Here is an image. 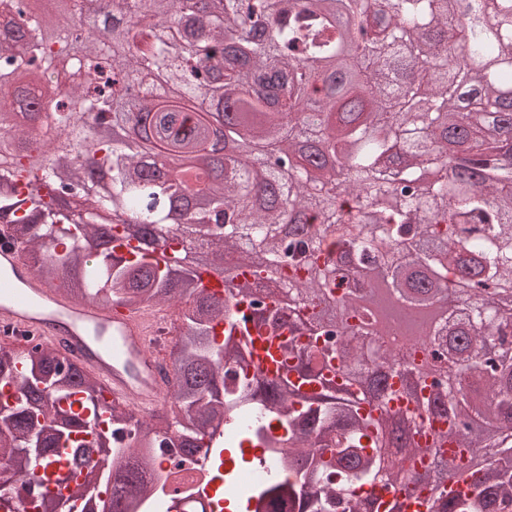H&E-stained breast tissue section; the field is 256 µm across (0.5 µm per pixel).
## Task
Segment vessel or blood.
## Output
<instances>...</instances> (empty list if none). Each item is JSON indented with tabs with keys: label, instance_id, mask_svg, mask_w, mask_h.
<instances>
[{
	"label": "vessel or blood",
	"instance_id": "1",
	"mask_svg": "<svg viewBox=\"0 0 512 512\" xmlns=\"http://www.w3.org/2000/svg\"><path fill=\"white\" fill-rule=\"evenodd\" d=\"M166 313L134 310L100 300L73 306L60 293L45 288L32 270L24 248L12 241L10 225L0 226V326L17 336H33L55 346L94 373L114 401L137 404L149 416L172 389L150 350L156 328ZM251 373L274 379L284 375L282 338L249 328ZM379 500L400 497L406 512H423L421 488L377 487Z\"/></svg>",
	"mask_w": 512,
	"mask_h": 512
}]
</instances>
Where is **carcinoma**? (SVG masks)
I'll use <instances>...</instances> for the list:
<instances>
[{
  "instance_id": "1",
  "label": "carcinoma",
  "mask_w": 512,
  "mask_h": 512,
  "mask_svg": "<svg viewBox=\"0 0 512 512\" xmlns=\"http://www.w3.org/2000/svg\"><path fill=\"white\" fill-rule=\"evenodd\" d=\"M291 2L286 11L281 0H112V23L101 24L85 0H68L70 16L102 30L90 39L28 0H0L10 15L0 24V151L51 147L34 109L46 93L75 141L95 114L115 124L156 114L151 140L103 134L92 145L103 181L61 152L28 170L48 194L24 197L19 167L0 164V219L24 238L44 284L71 302L173 303L183 322L171 420L108 402L97 376L70 361L61 370L53 347L0 351V379L17 384L0 401V504L16 498L17 475L37 479L33 454L72 462L84 447L72 435L103 439L95 427L107 413L111 426H134L112 445V465L127 462L102 480L112 485L108 512L137 503L150 512L160 435L177 434L172 447L184 454L217 449L250 413L240 440L283 449L278 461L293 476L248 495L253 512H373L361 487L403 482L407 460L448 441L472 462L491 439L494 464L473 472L464 497L436 486L428 512H512V425L502 426L512 422V307L485 298L488 289L512 296V138L498 135L512 113V0ZM247 83L253 93L237 99L224 132V176L212 177L206 114ZM300 137L348 162L343 189L310 192L326 176ZM245 138L251 168L235 155ZM173 157L200 166L195 188L167 165ZM188 190L199 208L184 219L215 261L244 249L267 258L231 295L247 314L204 290L177 237L160 251L147 240L134 258L113 246L132 224L169 225ZM46 239L62 248L45 252ZM381 285L401 309L459 295L420 340L444 366L417 374L412 390L387 383L412 362L383 339L373 309L356 304ZM238 320L288 330L293 371L321 391L249 378ZM395 399L411 404L394 408ZM432 422L447 430L422 448L414 436ZM98 493L85 483L38 507L85 512Z\"/></svg>"
}]
</instances>
